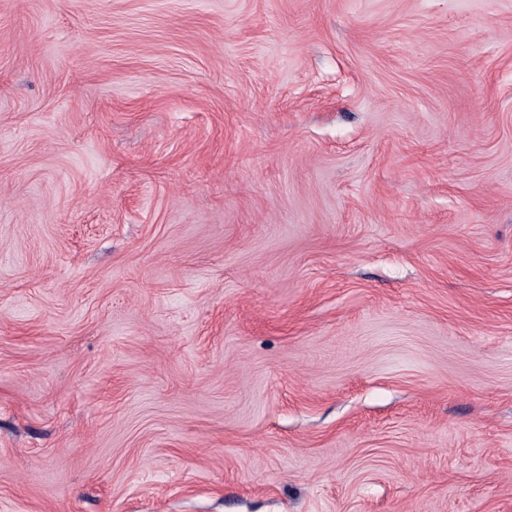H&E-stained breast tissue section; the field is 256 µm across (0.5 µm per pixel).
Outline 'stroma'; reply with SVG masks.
<instances>
[{"label":"stroma","instance_id":"35a3bbf8","mask_svg":"<svg viewBox=\"0 0 512 512\" xmlns=\"http://www.w3.org/2000/svg\"><path fill=\"white\" fill-rule=\"evenodd\" d=\"M0 512H512V0H0Z\"/></svg>","mask_w":512,"mask_h":512}]
</instances>
